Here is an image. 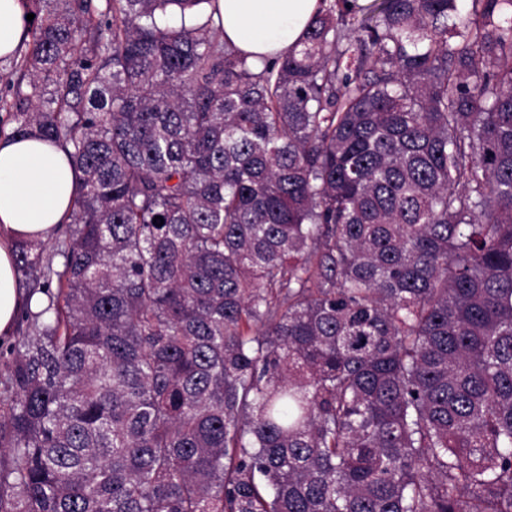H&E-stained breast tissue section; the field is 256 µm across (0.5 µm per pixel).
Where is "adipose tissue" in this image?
<instances>
[{
    "instance_id": "obj_1",
    "label": "adipose tissue",
    "mask_w": 512,
    "mask_h": 512,
    "mask_svg": "<svg viewBox=\"0 0 512 512\" xmlns=\"http://www.w3.org/2000/svg\"><path fill=\"white\" fill-rule=\"evenodd\" d=\"M226 44L258 63L293 48L319 0H217ZM27 30L22 0H0V57L14 53ZM77 173L59 144L31 135L0 138V335H10L25 299L16 248L46 241L72 211Z\"/></svg>"
}]
</instances>
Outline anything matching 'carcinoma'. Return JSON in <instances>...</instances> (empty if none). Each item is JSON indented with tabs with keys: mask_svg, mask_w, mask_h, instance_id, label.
Returning a JSON list of instances; mask_svg holds the SVG:
<instances>
[{
	"mask_svg": "<svg viewBox=\"0 0 512 512\" xmlns=\"http://www.w3.org/2000/svg\"><path fill=\"white\" fill-rule=\"evenodd\" d=\"M23 2L0 108L79 185L0 512H512V0H320L259 65L215 0Z\"/></svg>",
	"mask_w": 512,
	"mask_h": 512,
	"instance_id": "cac0c4a2",
	"label": "carcinoma"
}]
</instances>
